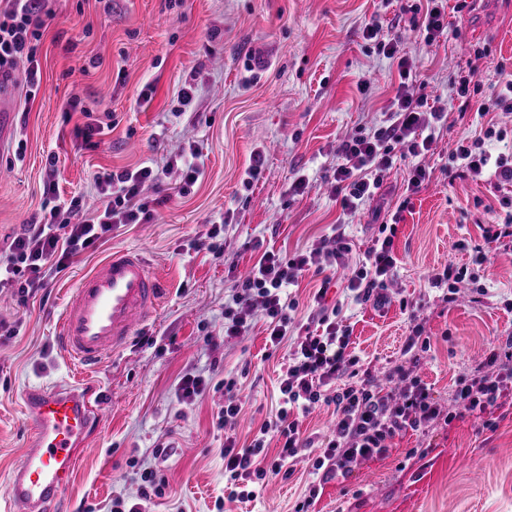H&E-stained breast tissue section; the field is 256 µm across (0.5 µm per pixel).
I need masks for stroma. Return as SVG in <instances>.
<instances>
[{
    "label": "stroma",
    "mask_w": 512,
    "mask_h": 512,
    "mask_svg": "<svg viewBox=\"0 0 512 512\" xmlns=\"http://www.w3.org/2000/svg\"><path fill=\"white\" fill-rule=\"evenodd\" d=\"M414 0H45L39 55L41 88L28 98L22 78L0 84L13 129L0 151V255L24 224L51 209L44 192L55 180L61 200L79 198L92 209L95 180L105 172L147 164L161 172L146 183L156 199L149 224H127L111 239L75 258L48 279L35 298L19 303L16 289L0 290V512L6 506L8 471L25 449L22 394L35 387L67 385L74 369L55 339L66 299L80 278L112 252L138 251L161 280L163 300L123 349L106 353L86 380L98 403L92 449L80 453L66 512H111L116 498L134 500L142 470L167 484L165 497L146 512H292L311 481L307 461L291 478L267 477L257 500L230 502L224 474V429L216 413L224 403V378H237L244 403L240 444L275 405L285 350L266 356L264 322L249 335L224 336V301L235 276L259 259L256 242L295 250L336 223L341 208L333 192L338 145L382 117L395 94V63L363 35L366 19L399 26L413 73L430 95L447 96L448 127L424 165L419 191L405 196L407 162L399 161L378 195L348 228L361 254L376 225L390 221L403 199L395 239L400 260L391 285L393 304L377 311L349 305L351 347L381 373L401 358L409 320L397 300L419 308L418 321L433 338L420 360L422 375L442 403L456 378L484 359L492 336L512 332V247L493 251L480 282L481 302L461 292L443 301L427 276L471 256L454 250L462 234L479 238L480 225L502 223V199L512 184L448 173L458 133H480L487 122L507 131L487 142L492 154L512 153V112L480 117V98L450 97V81L477 60L482 85L498 68L512 70V0H448L451 32L426 45L402 19ZM485 49L475 59L473 48ZM264 67L244 68L251 56ZM372 80L359 91V76ZM194 82L192 112L174 117L176 94ZM151 89L150 102L141 93ZM79 96L85 113L65 111ZM106 133L83 142L85 124ZM266 162L251 187L243 173L256 146ZM193 147L204 176L179 194L180 168L169 158ZM56 154L55 172L46 157ZM305 176L302 195L288 185ZM230 223H223V216ZM216 224L220 234L193 248L190 242ZM200 373L215 389L192 403L176 394L179 377ZM491 427H484V420ZM428 443L424 457L409 449ZM223 510H216L217 499ZM315 512H512V412L494 409L438 427L422 439L396 438L389 455L361 460L344 482L326 484Z\"/></svg>",
    "instance_id": "1"
}]
</instances>
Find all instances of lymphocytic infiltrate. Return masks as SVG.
<instances>
[{
	"instance_id": "f902f5d3",
	"label": "lymphocytic infiltrate",
	"mask_w": 512,
	"mask_h": 512,
	"mask_svg": "<svg viewBox=\"0 0 512 512\" xmlns=\"http://www.w3.org/2000/svg\"><path fill=\"white\" fill-rule=\"evenodd\" d=\"M43 12V0H0V80L23 71L26 86L34 92L41 83L37 53ZM381 29L378 17H370L364 36L396 61L399 84L379 125L370 133L344 140L336 150V194L341 207L337 223L292 254L264 250L248 273L234 281L224 304L225 337L245 335L260 317L266 325L269 352L288 349L275 411L257 427L249 444L238 445L235 436H226L224 471L240 486V498L252 500L256 486L268 476H291L296 462L306 459L314 479L294 512H310L324 484L347 478L357 460L387 456L396 437L409 432L425 437L439 424L512 401L511 335L494 337L488 356L457 378L451 411L442 406L420 373L419 358L431 349L421 324H414L406 336L402 352L407 359L390 370L386 383H379L350 348L348 302L376 308L389 303L398 259L397 227L386 223L378 226L355 265H348L353 251L348 220L377 194L397 153L404 151L415 158L406 190L418 191L426 177L419 160L431 151L448 119L444 105L426 106L423 97L410 93V66L401 38L395 33L382 36ZM506 135V130L490 125L483 138L460 137L451 160L472 177L487 171L497 181L512 183V155L495 156L483 147L484 139L501 140ZM154 178L149 166L97 176L102 205L86 212L81 222L60 223V212L54 209L45 222L28 225L11 244L0 288L14 284L19 293L29 295L47 273L63 272L74 257L107 242L117 225L151 221L153 213L142 189ZM482 237L480 245L465 238L455 244L458 250L472 251V267L449 263L429 277L430 287L444 289L446 302L456 301L461 291L479 281V268L489 260L488 245L512 240V223L484 225ZM310 270L321 275L322 283L303 308L286 289ZM335 285L341 286L342 296L332 300L328 293ZM321 407L332 408L335 414L331 433L304 434L300 416ZM273 442L278 445L274 454L269 451Z\"/></svg>"
}]
</instances>
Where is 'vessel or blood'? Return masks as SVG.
<instances>
[{
  "label": "vessel or blood",
  "mask_w": 512,
  "mask_h": 512,
  "mask_svg": "<svg viewBox=\"0 0 512 512\" xmlns=\"http://www.w3.org/2000/svg\"><path fill=\"white\" fill-rule=\"evenodd\" d=\"M160 279L130 251L111 254L73 289L57 327L63 353L78 370L123 348L156 311ZM25 451L13 467L7 495L12 512H55L74 477L78 452L88 448L98 410L85 387L26 390Z\"/></svg>",
  "instance_id": "1"
}]
</instances>
